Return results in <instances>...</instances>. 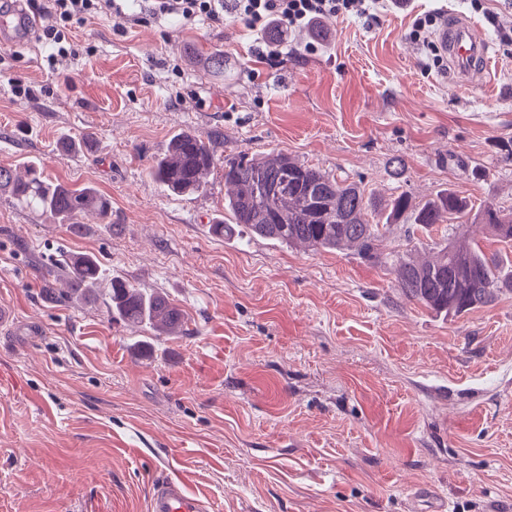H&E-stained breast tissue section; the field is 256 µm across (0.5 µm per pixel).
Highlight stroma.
Masks as SVG:
<instances>
[{
    "instance_id": "35a3bbf8",
    "label": "stroma",
    "mask_w": 512,
    "mask_h": 512,
    "mask_svg": "<svg viewBox=\"0 0 512 512\" xmlns=\"http://www.w3.org/2000/svg\"><path fill=\"white\" fill-rule=\"evenodd\" d=\"M408 0L374 21L322 19L283 63L225 20L179 27L98 15L75 55L0 45V165L94 187L112 221L76 233L0 194V512H147L152 480L185 474L213 512H512V292L461 316L406 299L394 261L433 259L444 230L394 224L389 263L237 227L218 237L224 166L174 194L149 173L172 137L222 155L287 152L367 191L444 190L512 210V0ZM463 15L493 45V78L426 69L415 14ZM224 55V72L206 66ZM405 162L400 179L394 158ZM95 255L108 276L185 316L157 336L105 297L49 298L51 263Z\"/></svg>"
}]
</instances>
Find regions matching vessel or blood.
<instances>
[{
  "instance_id": "1",
  "label": "vessel or blood",
  "mask_w": 512,
  "mask_h": 512,
  "mask_svg": "<svg viewBox=\"0 0 512 512\" xmlns=\"http://www.w3.org/2000/svg\"><path fill=\"white\" fill-rule=\"evenodd\" d=\"M438 41L459 79L484 70L490 45L466 22L450 19L438 34ZM209 501L192 491L185 478L167 477L152 481L148 489L147 512H210Z\"/></svg>"
}]
</instances>
